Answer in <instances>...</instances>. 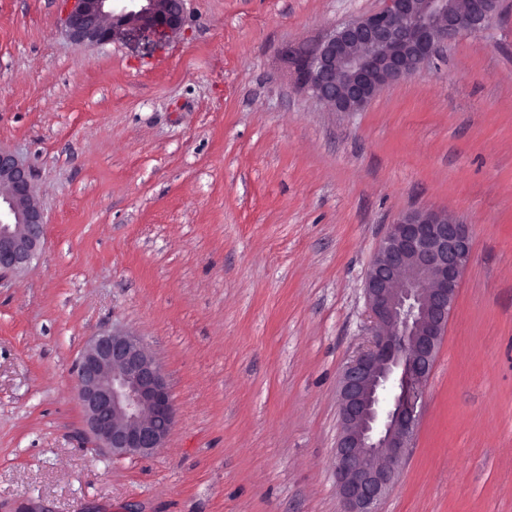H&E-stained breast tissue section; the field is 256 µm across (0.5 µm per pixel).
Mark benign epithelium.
Segmentation results:
<instances>
[{
    "label": "benign epithelium",
    "instance_id": "1",
    "mask_svg": "<svg viewBox=\"0 0 512 512\" xmlns=\"http://www.w3.org/2000/svg\"><path fill=\"white\" fill-rule=\"evenodd\" d=\"M78 45L114 40L139 26L165 38L185 22L184 0H62ZM497 0H383L350 19L302 60L301 84L337 112H360L387 86L423 69L463 33H479ZM0 273L19 272L44 236L30 168L0 148ZM473 245L472 228L433 209L389 225L365 277L370 339L343 367L334 455L343 512H379L414 435L418 401L454 307ZM78 397L92 436L118 458L165 447L176 409L163 368L140 337L94 336L77 364Z\"/></svg>",
    "mask_w": 512,
    "mask_h": 512
}]
</instances>
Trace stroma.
Listing matches in <instances>:
<instances>
[{"mask_svg": "<svg viewBox=\"0 0 512 512\" xmlns=\"http://www.w3.org/2000/svg\"><path fill=\"white\" fill-rule=\"evenodd\" d=\"M382 0H185L180 31L73 43L61 0H0V146L33 170L42 247L0 277V512H342L333 460L363 294L403 213L473 253L381 512H512V0L363 111L297 62ZM140 336L177 409L112 457L75 363Z\"/></svg>", "mask_w": 512, "mask_h": 512, "instance_id": "1", "label": "stroma"}]
</instances>
